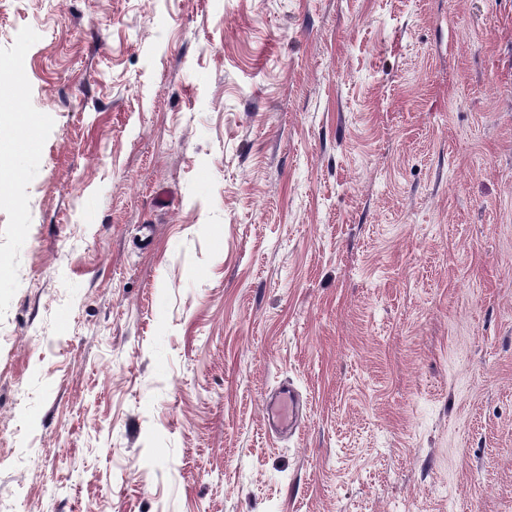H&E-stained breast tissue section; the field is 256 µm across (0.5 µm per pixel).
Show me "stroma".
I'll return each mask as SVG.
<instances>
[{
    "mask_svg": "<svg viewBox=\"0 0 512 512\" xmlns=\"http://www.w3.org/2000/svg\"><path fill=\"white\" fill-rule=\"evenodd\" d=\"M1 61L0 498L512 512V0H0ZM297 395L292 385L280 384L264 401V420L280 433L292 432L297 426Z\"/></svg>",
    "mask_w": 512,
    "mask_h": 512,
    "instance_id": "35a3bbf8",
    "label": "stroma"
}]
</instances>
